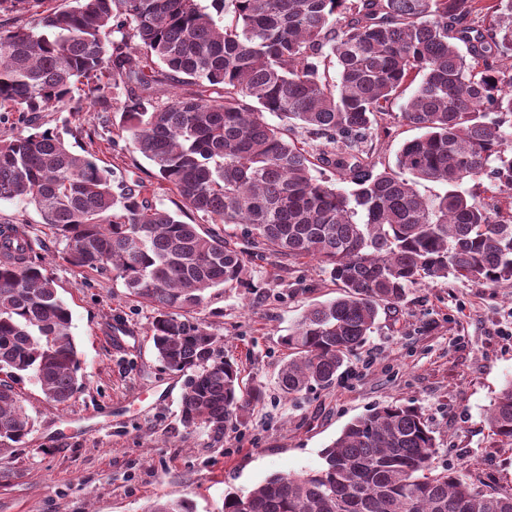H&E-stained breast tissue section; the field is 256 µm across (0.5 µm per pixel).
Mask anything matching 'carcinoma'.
Here are the masks:
<instances>
[{
    "label": "carcinoma",
    "mask_w": 512,
    "mask_h": 512,
    "mask_svg": "<svg viewBox=\"0 0 512 512\" xmlns=\"http://www.w3.org/2000/svg\"><path fill=\"white\" fill-rule=\"evenodd\" d=\"M56 2L0 0V14H39L36 30L0 28V201L34 205L65 262L110 271L153 306L158 359L185 377L184 428L218 438L262 399L196 317L209 290L252 287L258 252L315 261L339 288L284 337L288 397L330 386L409 288L450 274L512 284V208L460 190L485 178L512 191V0ZM119 88L118 137L202 223L154 202L137 173L116 179L58 132L29 131L37 113L84 100L110 112ZM396 120L421 135L380 170L373 134ZM423 181L447 190L423 196ZM215 224L241 226L240 241ZM72 327L25 221L0 225V458L33 429L20 377L58 405L82 389ZM487 422L512 446V380ZM435 448L417 407L388 404L348 423L321 468L229 494L224 512H512V489L433 472ZM146 512L195 510L182 499Z\"/></svg>",
    "instance_id": "cac0c4a2"
}]
</instances>
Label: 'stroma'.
Listing matches in <instances>:
<instances>
[{"label": "stroma", "mask_w": 512, "mask_h": 512, "mask_svg": "<svg viewBox=\"0 0 512 512\" xmlns=\"http://www.w3.org/2000/svg\"><path fill=\"white\" fill-rule=\"evenodd\" d=\"M38 124L114 172L137 170L164 207L177 203L144 158L112 144L116 130L98 109L52 110ZM21 215L72 311L84 385L57 406L32 381L17 384L34 428L24 448L0 459V512H145L171 499L221 512L226 493L320 468L349 422L389 402L420 409L436 437L433 467L456 469L483 490L512 487V447L498 445L486 420L512 379V285L451 277L410 288L397 309L380 313L331 386L286 398L276 384L288 359L283 338L337 288L317 262L252 259L251 287L213 290L199 313L223 336L225 358L263 391L253 413L230 420L217 439L179 422L184 379L156 356L153 308L129 298L112 272L81 273L63 261L65 242L34 207L0 201V224Z\"/></svg>", "instance_id": "obj_1"}]
</instances>
